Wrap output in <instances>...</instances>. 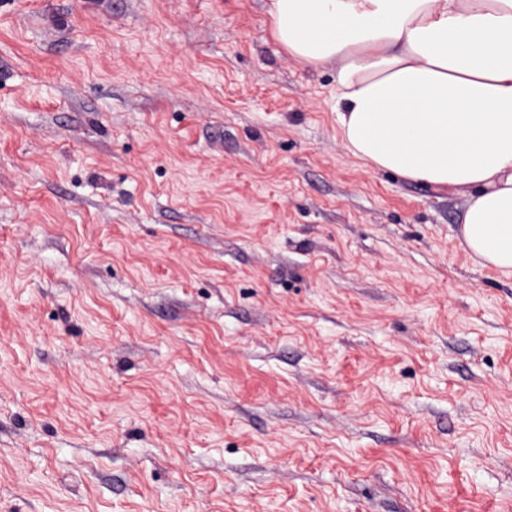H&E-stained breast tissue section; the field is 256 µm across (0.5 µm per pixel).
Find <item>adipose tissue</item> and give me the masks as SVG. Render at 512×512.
<instances>
[{
	"label": "adipose tissue",
	"instance_id": "adipose-tissue-1",
	"mask_svg": "<svg viewBox=\"0 0 512 512\" xmlns=\"http://www.w3.org/2000/svg\"><path fill=\"white\" fill-rule=\"evenodd\" d=\"M268 14L294 59L335 64L346 148L469 187L463 244L512 276V0H270Z\"/></svg>",
	"mask_w": 512,
	"mask_h": 512
}]
</instances>
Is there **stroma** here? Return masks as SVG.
Segmentation results:
<instances>
[{
	"mask_svg": "<svg viewBox=\"0 0 512 512\" xmlns=\"http://www.w3.org/2000/svg\"><path fill=\"white\" fill-rule=\"evenodd\" d=\"M268 6L0 0V512H512V277Z\"/></svg>",
	"mask_w": 512,
	"mask_h": 512,
	"instance_id": "obj_1",
	"label": "stroma"
}]
</instances>
